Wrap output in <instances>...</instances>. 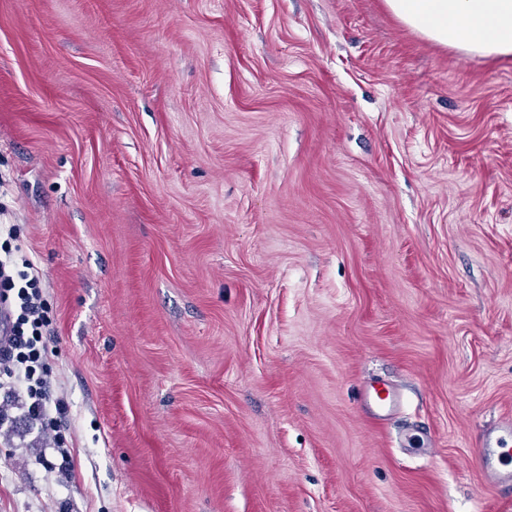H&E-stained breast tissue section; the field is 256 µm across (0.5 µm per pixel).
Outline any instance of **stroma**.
Returning <instances> with one entry per match:
<instances>
[{
	"label": "stroma",
	"mask_w": 512,
	"mask_h": 512,
	"mask_svg": "<svg viewBox=\"0 0 512 512\" xmlns=\"http://www.w3.org/2000/svg\"><path fill=\"white\" fill-rule=\"evenodd\" d=\"M0 224L71 461L0 390V512H512L478 457L512 416L511 56L384 0H0Z\"/></svg>",
	"instance_id": "1"
}]
</instances>
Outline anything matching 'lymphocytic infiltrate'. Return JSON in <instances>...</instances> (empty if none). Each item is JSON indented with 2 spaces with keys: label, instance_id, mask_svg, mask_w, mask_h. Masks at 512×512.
Wrapping results in <instances>:
<instances>
[{
  "label": "lymphocytic infiltrate",
  "instance_id": "obj_1",
  "mask_svg": "<svg viewBox=\"0 0 512 512\" xmlns=\"http://www.w3.org/2000/svg\"><path fill=\"white\" fill-rule=\"evenodd\" d=\"M16 227L0 224V383L17 387L28 414L60 446L64 428L56 417L62 400L54 399L47 380L44 337L51 325L42 298L43 274L33 259L14 246Z\"/></svg>",
  "mask_w": 512,
  "mask_h": 512
}]
</instances>
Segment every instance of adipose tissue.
<instances>
[{
  "label": "adipose tissue",
  "mask_w": 512,
  "mask_h": 512,
  "mask_svg": "<svg viewBox=\"0 0 512 512\" xmlns=\"http://www.w3.org/2000/svg\"><path fill=\"white\" fill-rule=\"evenodd\" d=\"M405 26L467 54L512 56V0H385Z\"/></svg>",
  "instance_id": "obj_1"
}]
</instances>
